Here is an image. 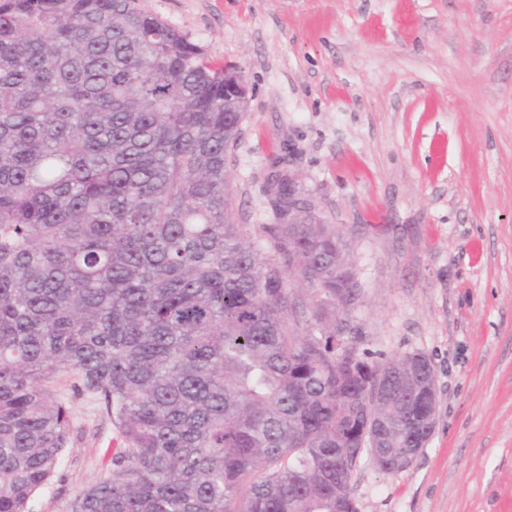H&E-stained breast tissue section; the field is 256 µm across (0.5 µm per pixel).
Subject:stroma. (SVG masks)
Listing matches in <instances>:
<instances>
[{
	"label": "stroma",
	"mask_w": 512,
	"mask_h": 512,
	"mask_svg": "<svg viewBox=\"0 0 512 512\" xmlns=\"http://www.w3.org/2000/svg\"><path fill=\"white\" fill-rule=\"evenodd\" d=\"M243 71L228 164L240 224L274 218L289 155L362 288V346L420 352L437 423L410 466L362 461L358 512H512V0H141ZM70 399L76 431L31 512H68L107 472L113 426Z\"/></svg>",
	"instance_id": "obj_1"
}]
</instances>
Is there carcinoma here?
Masks as SVG:
<instances>
[{"mask_svg": "<svg viewBox=\"0 0 512 512\" xmlns=\"http://www.w3.org/2000/svg\"><path fill=\"white\" fill-rule=\"evenodd\" d=\"M224 68L139 0H0V512L58 474L71 378L122 447L69 512H357L433 369L372 359L333 224L235 222Z\"/></svg>", "mask_w": 512, "mask_h": 512, "instance_id": "obj_1", "label": "carcinoma"}]
</instances>
